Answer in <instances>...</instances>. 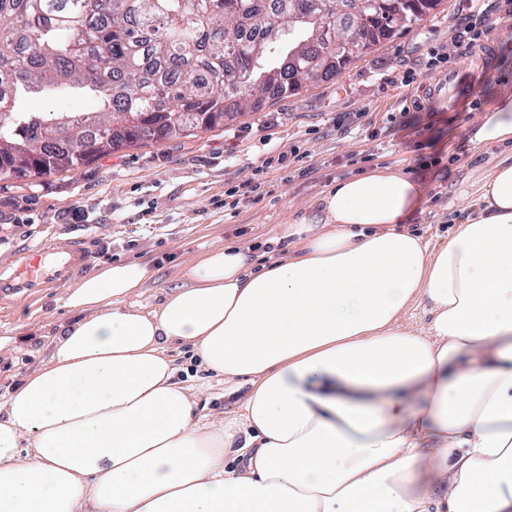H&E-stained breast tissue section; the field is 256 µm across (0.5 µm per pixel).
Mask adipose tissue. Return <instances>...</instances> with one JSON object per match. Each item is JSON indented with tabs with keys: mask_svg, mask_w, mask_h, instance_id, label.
Masks as SVG:
<instances>
[{
	"mask_svg": "<svg viewBox=\"0 0 512 512\" xmlns=\"http://www.w3.org/2000/svg\"><path fill=\"white\" fill-rule=\"evenodd\" d=\"M473 141L510 153L446 240L383 167L278 225L283 255L212 249L156 306L140 261L69 286L75 321L0 400V512H512V95ZM183 344L224 418L177 380ZM171 354L176 358L179 366L182 367L180 371H187L189 367V379L193 384L203 385L207 388L199 403L200 408H204L203 413L208 414L211 418H223L224 411L227 412L233 407L232 401L224 400V383L219 382L211 373H207L199 368L196 369V365L190 362L189 348L187 346H175L171 350Z\"/></svg>",
	"mask_w": 512,
	"mask_h": 512,
	"instance_id": "ef3b65f1",
	"label": "adipose tissue"
}]
</instances>
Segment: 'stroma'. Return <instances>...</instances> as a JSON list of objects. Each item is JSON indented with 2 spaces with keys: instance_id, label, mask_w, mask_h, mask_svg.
<instances>
[{
  "instance_id": "35a3bbf8",
  "label": "stroma",
  "mask_w": 512,
  "mask_h": 512,
  "mask_svg": "<svg viewBox=\"0 0 512 512\" xmlns=\"http://www.w3.org/2000/svg\"><path fill=\"white\" fill-rule=\"evenodd\" d=\"M490 6L487 41L498 59L473 80L470 100L427 94L445 72L426 66L429 49L451 54L450 69H466L454 37L469 9L466 0H442L401 35L381 43L336 78L269 101L257 112L192 138L122 148L71 171L51 176L0 178V259L46 238H74L95 248L93 269L119 261H149L154 274L140 298L154 306L183 286L185 266L226 244L264 245L276 225L295 218L335 181L374 167H400L421 182L422 202L411 224L447 237L451 221L470 212L500 151L481 148L472 135L488 108L512 91V17ZM411 72L412 82L402 79ZM358 114L357 129L338 126ZM389 148L378 149L387 131ZM283 163L266 167L269 153ZM259 179L260 200L234 203L228 192ZM62 290L9 312L0 311V396L48 356L53 335L73 315L60 304ZM189 379L205 386L200 406L220 418L231 410L224 385L193 368L189 349H172Z\"/></svg>"
}]
</instances>
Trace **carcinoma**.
<instances>
[{
  "instance_id": "obj_1",
  "label": "carcinoma",
  "mask_w": 512,
  "mask_h": 512,
  "mask_svg": "<svg viewBox=\"0 0 512 512\" xmlns=\"http://www.w3.org/2000/svg\"><path fill=\"white\" fill-rule=\"evenodd\" d=\"M362 56L410 28L423 0H367ZM344 23L336 0H0V176H50L90 163L115 141L145 146L193 137L322 80L353 60L344 46L289 26L288 14ZM280 81L252 100L263 72ZM86 96L91 111L48 118L32 96Z\"/></svg>"
}]
</instances>
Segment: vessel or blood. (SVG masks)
Instances as JSON below:
<instances>
[{"mask_svg":"<svg viewBox=\"0 0 512 512\" xmlns=\"http://www.w3.org/2000/svg\"><path fill=\"white\" fill-rule=\"evenodd\" d=\"M91 264L90 251L81 240L64 249L53 245L19 248L8 262H0V300L22 291L34 295L60 287Z\"/></svg>","mask_w":512,"mask_h":512,"instance_id":"vessel-or-blood-1","label":"vessel or blood"}]
</instances>
